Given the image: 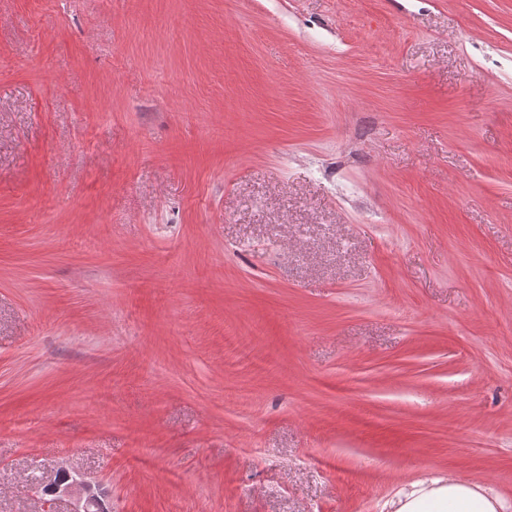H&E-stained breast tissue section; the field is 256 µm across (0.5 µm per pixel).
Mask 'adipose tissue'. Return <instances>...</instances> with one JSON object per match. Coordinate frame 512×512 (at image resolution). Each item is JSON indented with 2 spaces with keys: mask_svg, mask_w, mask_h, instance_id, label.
I'll return each instance as SVG.
<instances>
[{
  "mask_svg": "<svg viewBox=\"0 0 512 512\" xmlns=\"http://www.w3.org/2000/svg\"><path fill=\"white\" fill-rule=\"evenodd\" d=\"M385 512H512V503L491 488L442 475L409 495L391 500Z\"/></svg>",
  "mask_w": 512,
  "mask_h": 512,
  "instance_id": "ef3b65f1",
  "label": "adipose tissue"
}]
</instances>
